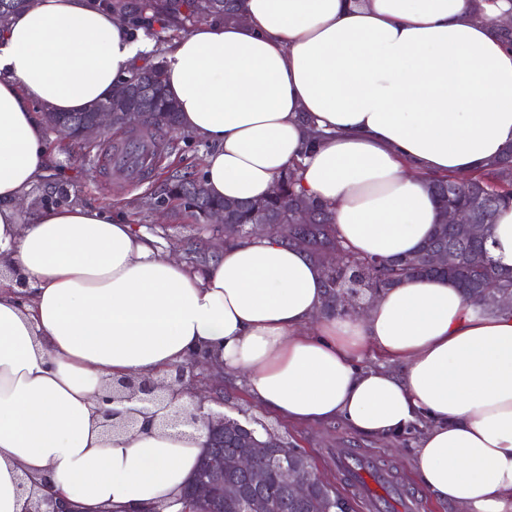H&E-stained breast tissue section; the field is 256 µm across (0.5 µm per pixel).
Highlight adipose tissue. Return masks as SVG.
I'll use <instances>...</instances> for the list:
<instances>
[{"label": "adipose tissue", "mask_w": 512, "mask_h": 512, "mask_svg": "<svg viewBox=\"0 0 512 512\" xmlns=\"http://www.w3.org/2000/svg\"><path fill=\"white\" fill-rule=\"evenodd\" d=\"M474 4L240 0L239 19L167 44L180 128L210 146L207 193L259 200L291 170L351 253H413L437 220L430 177L477 174L512 145V47L492 33L512 0ZM145 51L92 0H28L0 25V512L48 494L67 512H185L204 420L161 426L169 408L119 382L198 354L293 423L389 437L427 421L415 470L433 498L512 512V313L409 278L366 313L329 314L323 268L269 233L196 269L100 207L22 222L48 162L41 109L108 100ZM485 235L511 270L512 204ZM369 351L396 370L363 367Z\"/></svg>", "instance_id": "1"}]
</instances>
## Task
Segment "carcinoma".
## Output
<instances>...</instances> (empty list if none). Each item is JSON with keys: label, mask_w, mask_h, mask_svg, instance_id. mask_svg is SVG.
Segmentation results:
<instances>
[{"label": "carcinoma", "mask_w": 512, "mask_h": 512, "mask_svg": "<svg viewBox=\"0 0 512 512\" xmlns=\"http://www.w3.org/2000/svg\"><path fill=\"white\" fill-rule=\"evenodd\" d=\"M237 3L238 0H169L164 8L179 12L186 7L196 16L224 17L237 11ZM112 6L130 13L134 22L139 23L146 18L147 12L158 10V0H112ZM102 106L121 110L136 107L146 112L148 127L138 139L154 146L158 145L169 130L178 127L179 123L178 106L165 91L162 66L159 64L135 77V90L128 91L126 95L121 96L116 91L108 101L96 103L83 112L70 115L55 113L49 116L48 123L53 128L63 127L72 137L76 135L79 126L89 119L92 111ZM511 159L512 146H509L486 171L475 176L473 183L467 187L459 186L451 194L448 193V178L434 181L431 193L436 204L451 201L464 205L478 194L489 197L495 211L501 205L511 203L512 165H505ZM155 201L162 205L167 201H179L185 208L200 215L213 209L222 210L233 231L266 221H277L281 224L287 222V201L283 197H266L263 210L257 211L252 200L215 199L208 195L201 183L178 173L169 177L164 192ZM309 203L318 213V224L312 232L311 247L314 256L324 267L327 288L330 291L350 284L374 296L407 277L442 278L450 280L458 287L470 284L471 289L465 293V297L477 300L483 310L488 312L499 310L494 304L496 292L512 291V277L501 273L494 266L487 248L477 249L462 241L452 242L460 253L461 261L450 274L434 270L417 271L409 266L406 258L384 263L375 258L355 257L349 265L337 264L332 260V253L341 244L336 237L332 213L313 199ZM260 496L266 502V512H323L321 500L317 496L303 503L290 499L274 465L267 466V477L260 488Z\"/></svg>", "instance_id": "obj_1"}]
</instances>
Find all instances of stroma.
Wrapping results in <instances>:
<instances>
[{
	"mask_svg": "<svg viewBox=\"0 0 512 512\" xmlns=\"http://www.w3.org/2000/svg\"><path fill=\"white\" fill-rule=\"evenodd\" d=\"M119 136V131L114 130L104 138L72 142L62 140L55 132H47L49 164L45 175L26 192L22 217L52 207L50 194L54 187L60 186L66 191L65 205H91L111 210L133 224L138 233L150 236L158 249L189 257L191 248L213 237L214 228L205 218L196 217L175 204L169 206L165 217H158L150 202L161 194L168 170L186 172L195 180H202L203 158L210 149L209 144L188 133L167 134L171 152L163 154L150 175L132 185L108 178L103 147L107 140ZM194 375V390H210L214 399L221 402L226 415L258 421L285 445L305 451L316 471L335 483L340 492L349 493L350 488L336 470L333 452L338 448H352L371 457L377 468L390 474L403 494L417 500L418 512H458L456 505L435 501L417 479L415 450L422 427L411 426L388 438H371L341 420L326 425H294L261 411L253 403L244 379L227 377L218 382L210 369L200 367L195 369Z\"/></svg>",
	"mask_w": 512,
	"mask_h": 512,
	"instance_id": "1",
	"label": "stroma"
}]
</instances>
